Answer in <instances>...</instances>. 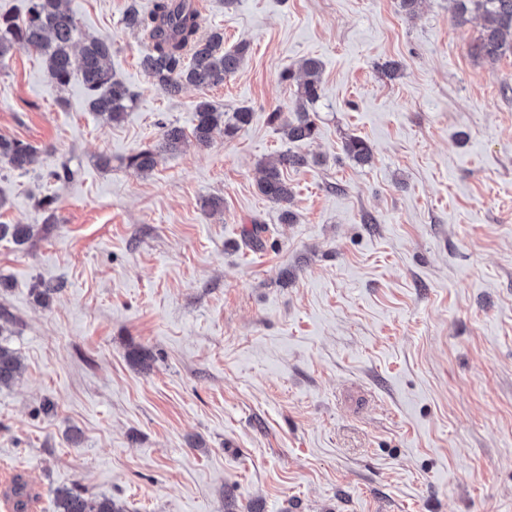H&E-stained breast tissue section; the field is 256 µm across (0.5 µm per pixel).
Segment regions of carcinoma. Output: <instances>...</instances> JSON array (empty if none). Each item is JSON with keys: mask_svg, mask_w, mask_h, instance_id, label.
<instances>
[{"mask_svg": "<svg viewBox=\"0 0 512 512\" xmlns=\"http://www.w3.org/2000/svg\"><path fill=\"white\" fill-rule=\"evenodd\" d=\"M453 3L457 22H464L470 16L482 19V29L470 48L474 58L493 64L506 54H512V0H453ZM123 22L127 29L143 35L147 48L140 57V68L169 97L179 95L187 86L205 89L224 83V78L240 69L247 52L244 43L232 50L224 49V30L205 27L204 15L193 6L192 0H153L148 10L142 7L140 0H128ZM18 43L41 56L48 76L57 86L65 87L74 75H79L90 96V110L109 123L122 121L134 94L124 83L114 79L108 66L112 42L82 34L73 15L63 8V0H27L22 19L14 14H0V61ZM302 70L304 79L297 85L299 106L296 110L288 118L279 110L268 115L270 123L284 125L291 142L311 141L318 134L308 105L320 97L322 63L308 58ZM252 118L253 110L248 106L224 112L210 100L202 99L195 106L192 135L198 145L207 147L218 134L233 137L248 126ZM159 127L160 143L130 155L127 167L139 174H148L157 166L161 152L176 150L184 140L182 128L164 122L159 123ZM343 149L357 163L371 160V148L361 138H349ZM37 161V148L0 136L1 164L14 170H26ZM308 165L307 156L287 150L263 168L258 190L280 208L284 224L294 220V213L288 207L293 192L284 171L297 172ZM6 234L18 243H27L34 237L29 224H0V237ZM19 370L16 350L0 338V387L12 384ZM11 495L15 512H26L30 497L27 482L17 480ZM56 507L57 512H126L122 502L106 495L90 499L77 487L57 490Z\"/></svg>", "mask_w": 512, "mask_h": 512, "instance_id": "obj_1", "label": "carcinoma"}]
</instances>
